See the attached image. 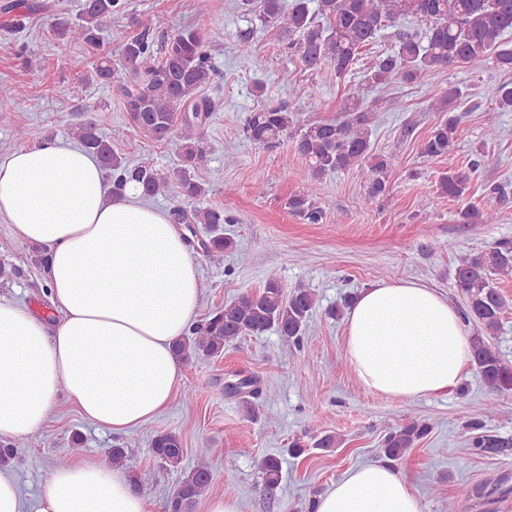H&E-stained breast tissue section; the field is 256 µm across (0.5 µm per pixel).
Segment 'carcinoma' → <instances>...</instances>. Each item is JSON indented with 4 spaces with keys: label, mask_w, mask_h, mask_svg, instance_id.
I'll return each mask as SVG.
<instances>
[{
    "label": "carcinoma",
    "mask_w": 512,
    "mask_h": 512,
    "mask_svg": "<svg viewBox=\"0 0 512 512\" xmlns=\"http://www.w3.org/2000/svg\"><path fill=\"white\" fill-rule=\"evenodd\" d=\"M256 19L265 27L299 36L288 42L305 67H326L342 79L358 60L362 49L372 44L382 29L412 17L429 22L423 40L405 32L398 33L396 49L376 56L367 67L361 83L343 100L340 117L299 125L298 116L284 108H266L251 113L245 125L246 137L258 145H271L288 131L296 130L294 151L305 161L298 173L303 182L360 167L367 174L366 200L373 202L386 193V172L392 158L372 153L370 142L375 110L365 105L364 90L387 85L393 80L416 81L424 72L439 68H481L488 57L498 67L512 72V0H246ZM126 7V0H85L81 14L74 22L58 20L55 35L94 44L112 15ZM164 33L163 44L155 48L150 30ZM170 29L169 20L156 16L140 35L122 46L119 66L125 78L120 87L123 106L130 120L146 136L162 141L181 123V166L170 173L152 165L130 166L112 148L111 114L97 112L89 120L71 128V135L81 148L99 162L111 193L124 195L134 182L146 199L154 198L169 188L189 198L205 194L198 173L207 163L202 128L206 125L211 102L200 90L215 74L204 38L188 29ZM90 80L108 84L112 80V59L101 57L92 68ZM462 91L450 85L437 93L430 110L443 116L425 138L422 153L429 157H446L453 150L458 120L452 116L459 106ZM496 110L512 112V81H504L495 90ZM480 160L471 162L474 172ZM470 172L448 171L439 182V192L462 199L469 190ZM290 213L311 224H318L324 214L306 192L288 198ZM466 224H491L495 209L473 206L460 212ZM176 224H203L211 233L205 245L208 258L216 263L224 260V251L233 241L224 236V225L230 223L224 210L203 207L189 218L174 213ZM512 279V248L494 247L462 255L456 269V283L464 298L463 318L474 323L472 336L474 362L484 385L495 394H512V366L505 363L490 344L488 336L501 324L509 307L491 276ZM314 290L297 287L286 295L274 280L267 281L255 292L216 309L208 318L189 328L193 337L175 342V358L202 354L218 357L224 347L241 336H258L270 328L277 331L288 345L299 342L311 329L316 315ZM428 434V426L412 420L397 422L385 435L380 448L382 456L396 461ZM476 448H508L512 443L495 436L479 434L473 438ZM152 453L161 464L177 469L184 457L180 439L161 434L152 443ZM24 460L7 440L0 439V466L18 467ZM266 486L280 484L282 461L266 455L260 461ZM213 487V475L204 464L183 473L178 487L169 499L166 512H192L200 497Z\"/></svg>",
    "instance_id": "cac0c4a2"
}]
</instances>
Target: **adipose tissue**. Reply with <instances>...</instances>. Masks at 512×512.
Returning a JSON list of instances; mask_svg holds the SVG:
<instances>
[{
	"label": "adipose tissue",
	"mask_w": 512,
	"mask_h": 512,
	"mask_svg": "<svg viewBox=\"0 0 512 512\" xmlns=\"http://www.w3.org/2000/svg\"><path fill=\"white\" fill-rule=\"evenodd\" d=\"M0 218L48 252L46 323L0 302V436L37 434L58 398L99 428L128 433L155 418L183 380L173 343L200 296L195 261L169 213L136 185L114 198L97 161L62 140L0 162ZM345 356L369 391L405 399L455 388L471 338L447 299L414 281L363 289L345 317ZM36 512H147L120 470L94 461L58 468ZM313 512H422L406 477L385 462L350 469Z\"/></svg>",
	"instance_id": "1"
}]
</instances>
